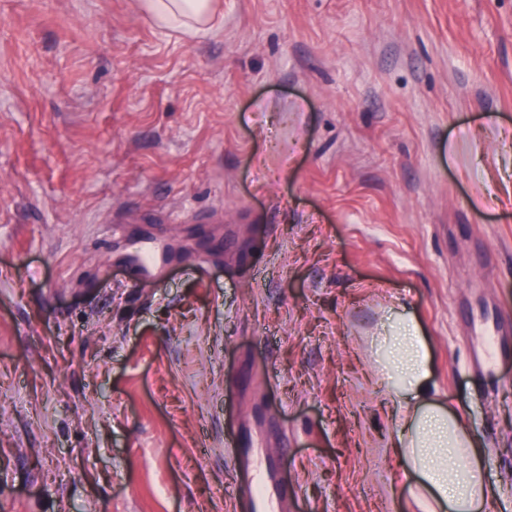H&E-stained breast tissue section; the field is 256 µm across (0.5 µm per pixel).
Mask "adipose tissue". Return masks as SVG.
I'll return each mask as SVG.
<instances>
[{"instance_id": "obj_1", "label": "adipose tissue", "mask_w": 512, "mask_h": 512, "mask_svg": "<svg viewBox=\"0 0 512 512\" xmlns=\"http://www.w3.org/2000/svg\"><path fill=\"white\" fill-rule=\"evenodd\" d=\"M164 26L188 33L208 27V0H143ZM389 367L403 381L397 392L395 452L417 475L421 512H478L489 494L471 435L457 416L436 401L428 346L418 326L401 322Z\"/></svg>"}]
</instances>
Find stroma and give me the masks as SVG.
Wrapping results in <instances>:
<instances>
[{
	"instance_id": "stroma-1",
	"label": "stroma",
	"mask_w": 512,
	"mask_h": 512,
	"mask_svg": "<svg viewBox=\"0 0 512 512\" xmlns=\"http://www.w3.org/2000/svg\"><path fill=\"white\" fill-rule=\"evenodd\" d=\"M212 2L191 39L0 0V512H233L241 425L291 512H421L381 372L405 319L512 512V0ZM164 251L161 242H151L141 245L130 255L129 263L135 268L140 278H149L161 282L163 266L159 256Z\"/></svg>"
}]
</instances>
